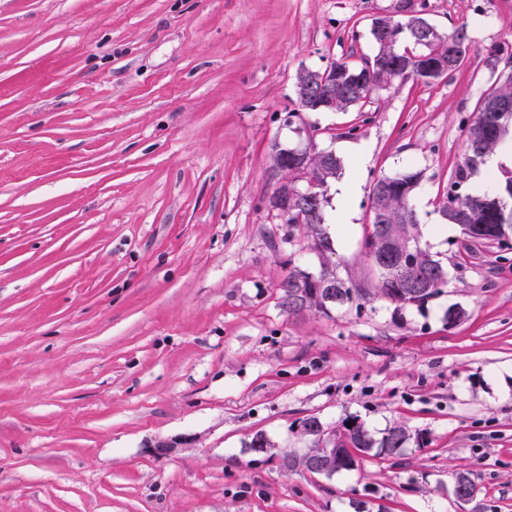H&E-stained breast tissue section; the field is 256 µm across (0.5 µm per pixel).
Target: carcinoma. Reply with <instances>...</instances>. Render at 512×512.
Returning <instances> with one entry per match:
<instances>
[{
    "instance_id": "carcinoma-1",
    "label": "carcinoma",
    "mask_w": 512,
    "mask_h": 512,
    "mask_svg": "<svg viewBox=\"0 0 512 512\" xmlns=\"http://www.w3.org/2000/svg\"><path fill=\"white\" fill-rule=\"evenodd\" d=\"M424 18L378 17L372 21L370 36L376 52L361 62L340 59L329 67L303 69L297 77L298 106L303 111L345 112L354 106H363L373 95L385 90L394 82L408 79L430 84L446 73L461 68L471 46L465 26L444 33L432 25L421 28ZM494 100L512 103V72L492 92L486 95L466 132V150L462 162L457 166L444 192L440 204L443 218L457 224L465 238L472 244L497 241V229L512 226V170L502 172V179L490 191L477 194L472 190V173L484 164L485 158L512 136V111L494 112L490 104ZM275 167L284 170L288 186L303 192H314L311 200L299 203L300 195L288 198L290 216L288 227L304 230L307 247L321 259L320 271L316 274L298 266L292 267L278 285L281 306L295 303L301 309L315 310L324 314L336 306H345L360 299V289L340 278L327 255L333 252L332 241L324 228L325 207L330 179L339 175L343 163L338 156H327L315 150L314 145L279 150L274 157ZM422 174L405 170L391 176L380 177L372 186L370 200L372 232L367 240L371 262L386 250L401 252L407 248L414 254V262L423 273L440 272L447 275L441 262L433 258L420 245L410 202ZM411 276L386 274L379 279L376 295L399 307L414 305L424 308L430 299L440 293L422 289L411 294ZM336 284L338 293L345 300L334 305L324 302L325 282ZM322 422L310 416L301 423L303 433L310 437L309 452L317 455L321 448L316 442ZM410 439L402 425L386 429L382 437L374 438L361 424L351 423L343 427L336 436L337 452L343 456L336 473L348 474L356 467L351 449L369 454L372 451L395 456Z\"/></svg>"
}]
</instances>
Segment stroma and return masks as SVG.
Returning <instances> with one entry per match:
<instances>
[{
  "label": "stroma",
  "instance_id": "1",
  "mask_svg": "<svg viewBox=\"0 0 512 512\" xmlns=\"http://www.w3.org/2000/svg\"><path fill=\"white\" fill-rule=\"evenodd\" d=\"M413 3L467 24L465 66L304 112L300 70L374 55L404 0H0V512H512V249L466 253L439 212L512 0ZM310 140L343 162L327 232L367 293L326 315L282 308L320 261L268 207L275 152ZM405 169L447 272L421 309L376 297L365 248ZM310 416L410 439L313 475L286 464Z\"/></svg>",
  "mask_w": 512,
  "mask_h": 512
}]
</instances>
